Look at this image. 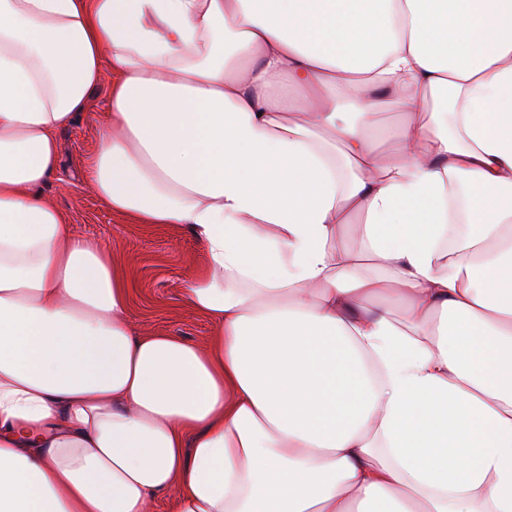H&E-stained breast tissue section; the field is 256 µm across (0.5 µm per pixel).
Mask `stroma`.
<instances>
[{
	"mask_svg": "<svg viewBox=\"0 0 512 512\" xmlns=\"http://www.w3.org/2000/svg\"><path fill=\"white\" fill-rule=\"evenodd\" d=\"M111 84L112 61L107 58L83 111L58 134L60 163L44 195L68 214L76 235L100 243L110 253L126 280L138 331L205 344L212 326L190 309L183 294L184 281L206 262L199 244L182 225L135 224L112 213L83 179L84 166L104 134Z\"/></svg>",
	"mask_w": 512,
	"mask_h": 512,
	"instance_id": "obj_1",
	"label": "stroma"
}]
</instances>
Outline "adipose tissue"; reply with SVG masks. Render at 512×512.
Returning a JSON list of instances; mask_svg holds the SVG:
<instances>
[{
  "label": "adipose tissue",
  "instance_id": "1",
  "mask_svg": "<svg viewBox=\"0 0 512 512\" xmlns=\"http://www.w3.org/2000/svg\"><path fill=\"white\" fill-rule=\"evenodd\" d=\"M107 57L84 177L202 246L206 346L41 196ZM172 488L512 512V0H0V512Z\"/></svg>",
  "mask_w": 512,
  "mask_h": 512
}]
</instances>
